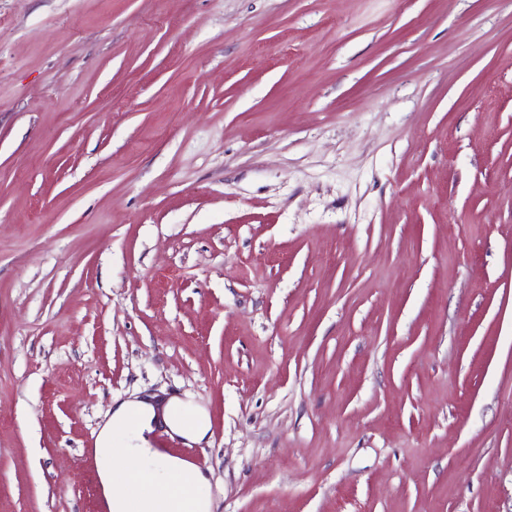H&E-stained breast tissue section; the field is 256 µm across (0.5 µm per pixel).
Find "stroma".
Wrapping results in <instances>:
<instances>
[{"instance_id": "1", "label": "stroma", "mask_w": 512, "mask_h": 512, "mask_svg": "<svg viewBox=\"0 0 512 512\" xmlns=\"http://www.w3.org/2000/svg\"><path fill=\"white\" fill-rule=\"evenodd\" d=\"M134 392L212 512H512V0H0V512Z\"/></svg>"}]
</instances>
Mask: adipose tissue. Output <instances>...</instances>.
<instances>
[{"label":"adipose tissue","instance_id":"ef3b65f1","mask_svg":"<svg viewBox=\"0 0 512 512\" xmlns=\"http://www.w3.org/2000/svg\"><path fill=\"white\" fill-rule=\"evenodd\" d=\"M189 444L207 440L206 409L177 396L118 400L93 455L103 512H210V480L197 466L153 448L157 427Z\"/></svg>","mask_w":512,"mask_h":512}]
</instances>
